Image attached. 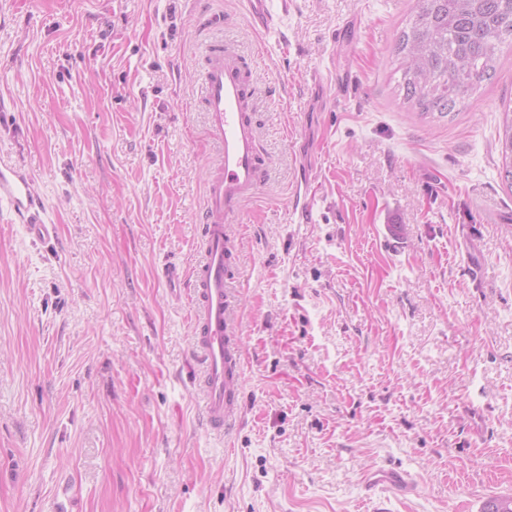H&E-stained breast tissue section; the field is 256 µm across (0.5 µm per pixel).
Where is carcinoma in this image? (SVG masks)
<instances>
[{"instance_id": "obj_1", "label": "carcinoma", "mask_w": 512, "mask_h": 512, "mask_svg": "<svg viewBox=\"0 0 512 512\" xmlns=\"http://www.w3.org/2000/svg\"><path fill=\"white\" fill-rule=\"evenodd\" d=\"M509 40L512 0H417L395 46L406 100L426 114H450L493 76ZM504 115L499 155L512 186V115Z\"/></svg>"}]
</instances>
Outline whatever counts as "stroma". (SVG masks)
Wrapping results in <instances>:
<instances>
[{
  "instance_id": "obj_1",
  "label": "stroma",
  "mask_w": 512,
  "mask_h": 512,
  "mask_svg": "<svg viewBox=\"0 0 512 512\" xmlns=\"http://www.w3.org/2000/svg\"><path fill=\"white\" fill-rule=\"evenodd\" d=\"M416 0H0V512H481L512 497V51L450 115L405 98ZM257 84L267 160L231 222L242 413L193 345L208 42ZM310 194L297 203L301 178ZM401 229L390 240L387 225ZM396 468L416 493L367 489ZM271 0H243L247 14L253 26L262 31H268L273 24V15L270 11ZM509 114H511L509 116ZM505 119L498 131L499 155L501 171L504 178L512 187V110L504 112ZM5 202L34 238L48 239L53 224L46 220V208L33 190L31 178L13 160L0 156V203Z\"/></svg>"
}]
</instances>
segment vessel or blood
<instances>
[{
	"label": "vessel or blood",
	"instance_id": "vessel-or-blood-1",
	"mask_svg": "<svg viewBox=\"0 0 512 512\" xmlns=\"http://www.w3.org/2000/svg\"><path fill=\"white\" fill-rule=\"evenodd\" d=\"M271 0H243L256 29L273 24ZM255 82L238 54L223 43L209 44L199 104L207 114L209 133L217 145L207 180L202 250L204 259L192 274V321L204 364V409L211 429L233 422L242 404L241 338L238 308L230 280L237 251L230 220L253 198L265 159L252 119ZM26 225L31 236L48 239L53 232L46 208L29 175L11 158L0 156V203Z\"/></svg>",
	"mask_w": 512,
	"mask_h": 512
}]
</instances>
